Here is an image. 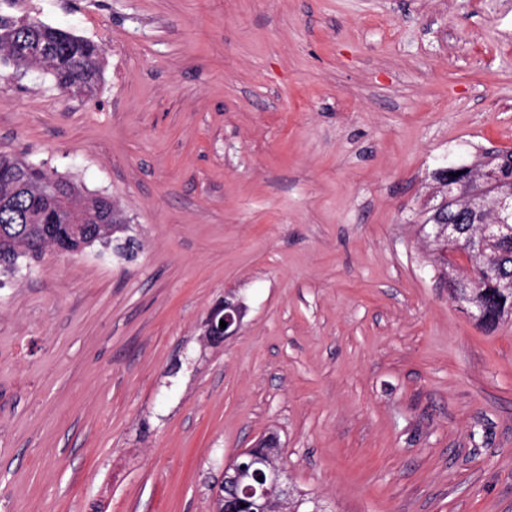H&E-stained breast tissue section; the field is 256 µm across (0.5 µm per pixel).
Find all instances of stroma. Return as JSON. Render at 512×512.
I'll return each mask as SVG.
<instances>
[{"label": "stroma", "mask_w": 512, "mask_h": 512, "mask_svg": "<svg viewBox=\"0 0 512 512\" xmlns=\"http://www.w3.org/2000/svg\"><path fill=\"white\" fill-rule=\"evenodd\" d=\"M55 2L104 79L6 68L0 153L136 249L0 274V512H212L271 430L330 512H512V316L451 299L423 225L436 168L512 149V0ZM246 307L232 293L224 296V301L211 309L203 324L204 341L210 345L223 344L226 339L235 336L241 329L246 315ZM220 320L226 322V327H220Z\"/></svg>", "instance_id": "1"}]
</instances>
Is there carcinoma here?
<instances>
[{
	"label": "carcinoma",
	"mask_w": 512,
	"mask_h": 512,
	"mask_svg": "<svg viewBox=\"0 0 512 512\" xmlns=\"http://www.w3.org/2000/svg\"><path fill=\"white\" fill-rule=\"evenodd\" d=\"M38 68L67 91L74 85L88 94L103 79L99 46L92 40L52 26L39 19L0 22V66ZM24 164L17 157L0 154V271L13 272L22 258H37L46 250L67 243L75 251L92 239L112 240L125 223L122 210L89 196L75 182L52 201L41 196L50 171L30 165L23 175L25 186L15 179ZM512 278V245L489 251L485 266L461 290L467 301L486 310L481 325L491 330L512 309V288L499 284Z\"/></svg>",
	"instance_id": "obj_1"
}]
</instances>
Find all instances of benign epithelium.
<instances>
[{"label":"benign epithelium","mask_w":512,"mask_h":512,"mask_svg":"<svg viewBox=\"0 0 512 512\" xmlns=\"http://www.w3.org/2000/svg\"><path fill=\"white\" fill-rule=\"evenodd\" d=\"M501 154L503 151L492 149L472 165H450L434 172L439 189L453 193L460 211L457 219L440 221L436 232L430 235L436 254L448 259L451 288L459 287L470 273L482 267L487 246L512 240V231L502 220V213L512 210V199L500 190L499 183L487 177ZM465 245L470 246V252L468 272L462 275L456 254ZM245 315L243 302L228 293L209 312L201 336L210 345H220L238 333ZM222 320L226 322L224 328L220 327ZM279 448V438L271 432L225 464L223 478L213 492V512H241V504L249 498L252 504L246 512H293L294 489Z\"/></svg>","instance_id":"1"}]
</instances>
